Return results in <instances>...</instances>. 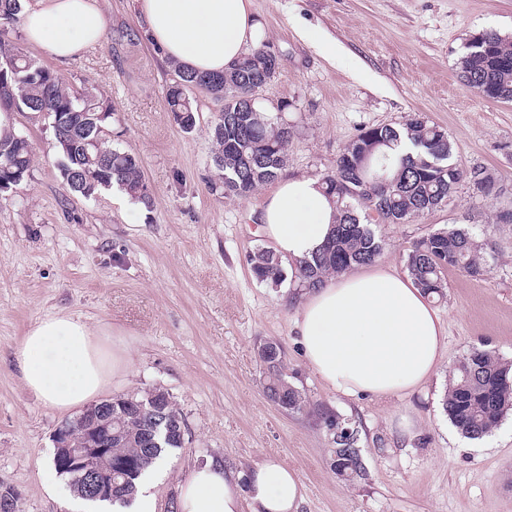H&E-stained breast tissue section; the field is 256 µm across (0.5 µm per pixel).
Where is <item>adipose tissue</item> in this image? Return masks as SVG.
Returning <instances> with one entry per match:
<instances>
[{
	"mask_svg": "<svg viewBox=\"0 0 512 512\" xmlns=\"http://www.w3.org/2000/svg\"><path fill=\"white\" fill-rule=\"evenodd\" d=\"M152 43L163 58L190 70L220 73L261 31L252 0H140ZM108 19L97 0H39L24 14L27 40L66 59L100 42ZM336 210L317 179L285 177L262 202L263 232L281 258L296 263L326 242ZM303 356L332 391L386 398L424 386L440 365L444 328L409 275L371 265L305 290L294 313ZM22 380L60 411L85 405L129 373L128 350L68 313L36 322L17 344ZM304 488L296 472L266 458L245 475L209 461L179 490V512H298Z\"/></svg>",
	"mask_w": 512,
	"mask_h": 512,
	"instance_id": "obj_1",
	"label": "adipose tissue"
}]
</instances>
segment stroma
Here are the masks:
<instances>
[{"instance_id": "obj_1", "label": "stroma", "mask_w": 512, "mask_h": 512, "mask_svg": "<svg viewBox=\"0 0 512 512\" xmlns=\"http://www.w3.org/2000/svg\"><path fill=\"white\" fill-rule=\"evenodd\" d=\"M103 39L60 61L30 57L78 91L112 101L113 142L138 156L153 207L129 221L134 201L119 188L85 199L56 167L48 119L12 115L33 143L30 178L0 193V491L20 512H88L44 484L55 476L53 434L72 412L38 400L21 379L15 347L44 316L63 311L103 327L133 354L134 369L105 397L160 388L180 409L182 447L171 449L151 489L156 512H175L179 485L211 460L234 470L275 457L304 486L300 512H512V410L491 433L465 437L442 399L448 374L472 350L512 362V103L489 100L459 81L467 39L512 36V0H252L265 40L280 58L257 94L294 132L285 176L322 178L366 127L419 114L442 128L463 170L494 173L498 195L461 181L448 205L405 224H378L380 262L406 269L413 242L452 225L490 241L484 276L448 270L433 306L447 340L437 374L401 397L353 399L314 374L296 342L292 281H258L248 258L269 247L261 231L264 189L248 199L213 194L210 128L222 108L199 92V120L184 133L167 110L174 72L146 34L136 0H98ZM283 349L291 385L308 409L285 411L264 394L259 342ZM359 430L364 479L340 481L332 436L311 409Z\"/></svg>"}]
</instances>
